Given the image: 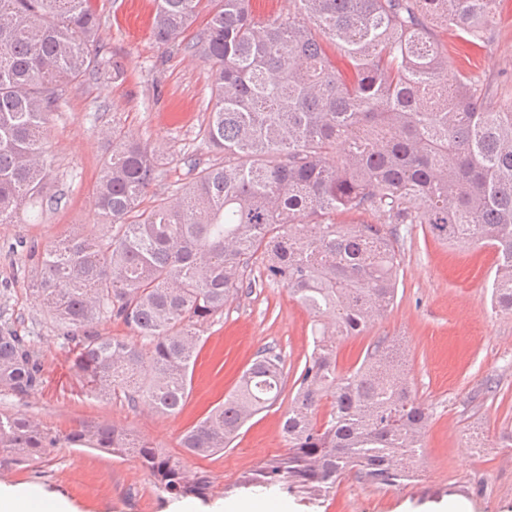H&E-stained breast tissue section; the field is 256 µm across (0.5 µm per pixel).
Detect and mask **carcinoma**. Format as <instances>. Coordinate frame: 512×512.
Wrapping results in <instances>:
<instances>
[{
    "mask_svg": "<svg viewBox=\"0 0 512 512\" xmlns=\"http://www.w3.org/2000/svg\"><path fill=\"white\" fill-rule=\"evenodd\" d=\"M152 32L179 40L208 7L205 28L184 45L207 67L206 144L224 162L187 159L195 176L140 209L157 156L118 131L94 190L99 237L74 235L27 253L40 269L33 292L53 315L61 347L97 398H120L173 415L189 394L205 328L242 290L288 288L313 318V349L294 381L282 434L287 453L240 482L276 484L311 499L345 474L378 489L409 483L413 452L430 420L404 370L367 350L336 369L333 338L364 332L393 304L403 224L497 255L492 303L512 311V101L459 69L436 28L482 47L501 0H292L295 9L256 19L252 0H155ZM100 18L91 0H0V224L29 208L55 209L45 148L60 87L101 64ZM336 156V164L329 158ZM373 220L336 223V214ZM260 279L245 276L255 256ZM0 394L25 399L44 387L38 337L0 310ZM120 321L137 344L93 330ZM284 382L272 346L257 352L238 385L181 437L210 456ZM326 419H314L322 403ZM63 441L139 460L157 488L201 498L206 473L186 468L114 424H80L62 438L26 415L0 411V453L32 464Z\"/></svg>",
    "mask_w": 512,
    "mask_h": 512,
    "instance_id": "cac0c4a2",
    "label": "carcinoma"
}]
</instances>
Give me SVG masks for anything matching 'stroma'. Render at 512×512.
<instances>
[{"instance_id":"1","label":"stroma","mask_w":512,"mask_h":512,"mask_svg":"<svg viewBox=\"0 0 512 512\" xmlns=\"http://www.w3.org/2000/svg\"><path fill=\"white\" fill-rule=\"evenodd\" d=\"M101 20L102 54L125 68L64 85L49 127L46 151L52 164L57 209L22 214L20 223L0 227V306L20 332L40 338L45 384L26 400L0 395V410L17 411L68 433L82 422H108L152 441L160 451L204 471L211 486L195 502L197 512H220L225 502L247 498L244 476L281 455V423L295 394L293 382L312 351L310 318L288 288L264 285L242 293L205 331L184 408L164 415L142 406L91 395L76 369L74 352L55 340L54 321L32 291L36 270L19 238L40 244L69 233H97L93 192L112 150L108 133L120 131L153 149L159 166L152 191L171 194L189 182L186 163L200 154L223 162L207 149L202 128L211 97L203 62L177 46L158 44L151 29L154 0H94ZM448 69L471 62L497 98L512 99V0H503L486 47L477 49L452 32H441ZM401 254L393 305L362 334L336 342L339 371L361 362L368 346L398 341L406 358L405 379L429 407L423 439L425 480L380 490L356 477L345 478L335 495L309 501L304 494L266 492L270 504L290 512H441L462 501L467 512H512V470L497 463L512 452V312L493 310L488 282L494 274L491 249L445 245L409 225L398 241ZM276 346L284 363L283 392L272 408L253 417L229 448L208 457L184 454L180 435L234 390L258 350ZM497 384L488 393L487 380ZM0 483L35 486L62 496L71 512H172L174 499L161 493L133 457L117 458L93 448L58 444L30 467L9 464Z\"/></svg>"}]
</instances>
